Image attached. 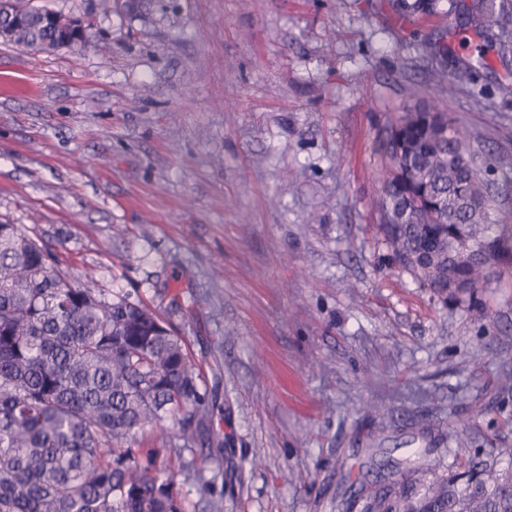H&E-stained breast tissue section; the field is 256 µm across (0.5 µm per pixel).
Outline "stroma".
Instances as JSON below:
<instances>
[{
    "mask_svg": "<svg viewBox=\"0 0 512 512\" xmlns=\"http://www.w3.org/2000/svg\"><path fill=\"white\" fill-rule=\"evenodd\" d=\"M452 2L403 16L394 0H153L133 15L30 0L85 17L92 39L36 57L0 42V75L34 88L0 94V223L72 280L156 306L219 368L224 445L174 471L188 512H331L375 480L376 436L396 462L512 448V276L447 305L376 236L377 141L415 98L459 116L481 157L512 158V64L459 48Z\"/></svg>",
    "mask_w": 512,
    "mask_h": 512,
    "instance_id": "stroma-1",
    "label": "stroma"
}]
</instances>
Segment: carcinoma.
<instances>
[{"label": "carcinoma", "mask_w": 512, "mask_h": 512, "mask_svg": "<svg viewBox=\"0 0 512 512\" xmlns=\"http://www.w3.org/2000/svg\"><path fill=\"white\" fill-rule=\"evenodd\" d=\"M433 2L396 0V10L427 14ZM463 11L478 37L495 22L497 56H512V0H472ZM68 29L67 16L30 7L7 42L38 56ZM378 151V231L392 266L445 304L472 294L488 263L499 276L512 271V224L491 221L497 192L453 113L405 108ZM209 412L201 366L156 309L110 297L92 278L72 286L54 252L0 224V512H186L174 479L161 477L181 452L147 442L146 431L170 418L183 449L212 446ZM430 452L382 465L336 512H512V448L428 480Z\"/></svg>", "instance_id": "obj_1"}]
</instances>
